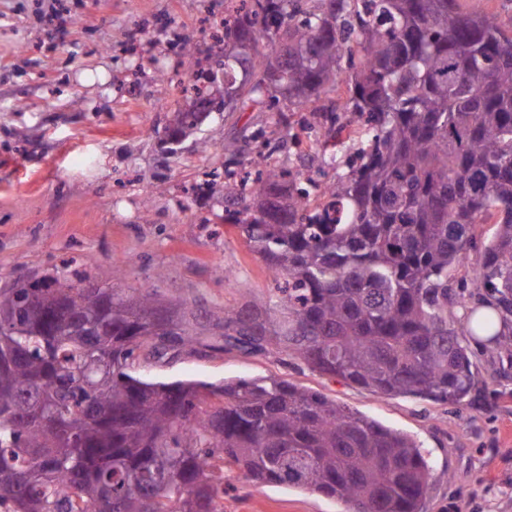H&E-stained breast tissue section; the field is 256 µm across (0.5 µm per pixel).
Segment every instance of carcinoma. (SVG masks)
Listing matches in <instances>:
<instances>
[{
	"mask_svg": "<svg viewBox=\"0 0 512 512\" xmlns=\"http://www.w3.org/2000/svg\"><path fill=\"white\" fill-rule=\"evenodd\" d=\"M224 20V111L283 97L288 113L346 89L307 128L345 169L299 187L268 166L256 207L224 186L225 221L266 261L276 303L211 312L157 288H84L45 274L0 288V505L10 512H224L227 466L349 512H420L431 466L408 434L275 378L150 382L163 358L292 354L376 394L457 405L467 341L512 360V34L458 0H240ZM198 93L169 135L200 128ZM493 225L476 246L475 226ZM478 249L469 294L449 272Z\"/></svg>",
	"mask_w": 512,
	"mask_h": 512,
	"instance_id": "cac0c4a2",
	"label": "carcinoma"
}]
</instances>
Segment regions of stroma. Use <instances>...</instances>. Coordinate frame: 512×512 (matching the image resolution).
I'll return each instance as SVG.
<instances>
[{"label": "stroma", "instance_id": "1", "mask_svg": "<svg viewBox=\"0 0 512 512\" xmlns=\"http://www.w3.org/2000/svg\"><path fill=\"white\" fill-rule=\"evenodd\" d=\"M224 0H0V288L47 272L109 277L113 288H157L219 311L268 297L264 259L224 221L223 171L235 144L242 162L287 167L298 151L325 167L308 111L271 149L279 104L213 112L177 151L166 127L192 99V68L224 59L212 31ZM190 40L179 59L170 42ZM474 390L460 405L384 397L320 374L283 354H182L137 366L164 382L220 384L273 377L321 393L419 440L432 466L423 512H512V361L482 344ZM224 479V512H346L299 488Z\"/></svg>", "mask_w": 512, "mask_h": 512}]
</instances>
